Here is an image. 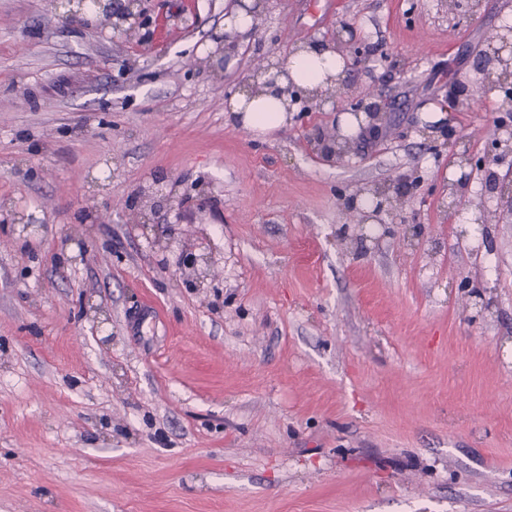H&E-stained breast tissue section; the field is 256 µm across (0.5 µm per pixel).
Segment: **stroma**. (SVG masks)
Masks as SVG:
<instances>
[{"instance_id":"obj_1","label":"stroma","mask_w":512,"mask_h":512,"mask_svg":"<svg viewBox=\"0 0 512 512\" xmlns=\"http://www.w3.org/2000/svg\"><path fill=\"white\" fill-rule=\"evenodd\" d=\"M237 2L142 0L126 38L0 0V512H512V214L435 131L512 165L479 89L512 0H261L200 69ZM345 25L337 108L226 124ZM369 94L383 136L324 158ZM403 175L357 238L347 200ZM339 140H343V142L339 143ZM318 146L324 154L337 156L339 159L344 158L351 150L350 142L346 141L336 128L332 132L321 134Z\"/></svg>"}]
</instances>
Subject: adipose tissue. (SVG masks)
<instances>
[{
	"mask_svg": "<svg viewBox=\"0 0 512 512\" xmlns=\"http://www.w3.org/2000/svg\"><path fill=\"white\" fill-rule=\"evenodd\" d=\"M345 75V61L331 44H301L295 47L285 71L271 70L255 76L251 87L234 93L227 101L228 123L246 128L263 137L273 136L288 124L290 99L280 88L292 85L296 90L318 96L330 81Z\"/></svg>",
	"mask_w": 512,
	"mask_h": 512,
	"instance_id": "ef3b65f1",
	"label": "adipose tissue"
}]
</instances>
